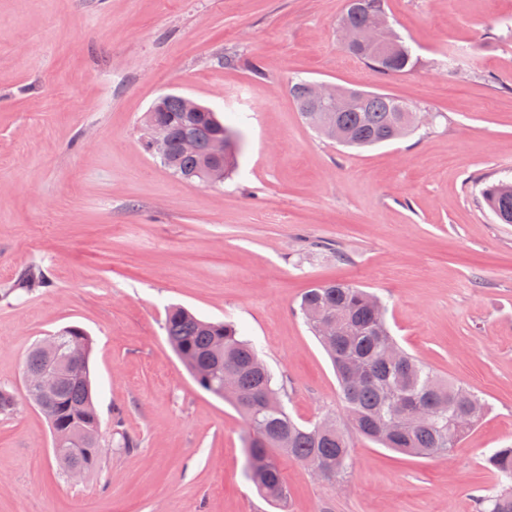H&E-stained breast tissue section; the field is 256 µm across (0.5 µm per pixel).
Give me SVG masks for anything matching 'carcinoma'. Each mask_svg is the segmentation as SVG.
Segmentation results:
<instances>
[{
	"mask_svg": "<svg viewBox=\"0 0 512 512\" xmlns=\"http://www.w3.org/2000/svg\"><path fill=\"white\" fill-rule=\"evenodd\" d=\"M345 17L352 28L369 23V14L347 6ZM395 52L381 56L365 47L344 51L373 72L394 77L411 72L415 57L411 47L394 34ZM305 81L290 88V95L304 124L320 131V112L307 111ZM358 100L342 112L331 113L340 136L336 143L367 149L406 137L415 127L401 122L399 112L405 101L387 93L357 89ZM156 119L170 137V157L164 168L181 180L207 182L210 143L218 137L227 142L224 177L238 164L239 136L216 115L189 112L182 96L171 94L163 102ZM189 137L196 149L187 153L180 147ZM481 194L492 213L504 224H512V181L485 185ZM45 286L42 270L35 266L17 276L9 293L29 294ZM300 313L308 329L318 339L336 370L345 422L336 425L332 436L317 433V423H299L288 412L284 394L275 376L235 324L202 320L183 307L168 310L163 328L167 341L186 365L194 362L229 364L237 369L236 389L222 399L231 402L248 424L245 455L248 478L265 499L285 505L288 484L282 459L315 466L330 482L340 480L350 468L351 438L357 434L394 452L428 458L447 455L457 448L488 410L487 402L472 390L440 379L426 363L412 357L397 344L386 323L385 305L375 294L349 281H331L308 289L302 296ZM332 319L337 335H320V323ZM64 343L76 341L83 347L82 365L62 372L55 394L43 399L27 393L35 406H49L51 428L71 431L75 445L55 452L62 470L79 464L88 472L97 464L102 444L98 414L93 401L90 357L91 336L80 326L57 331ZM48 362L39 345L29 351L23 373L39 372ZM366 370L368 379L349 380L351 366ZM474 407L480 415L448 431L437 416L460 415ZM492 474L493 491L477 498L478 512H512V445L495 448L484 459Z\"/></svg>",
	"mask_w": 512,
	"mask_h": 512,
	"instance_id": "carcinoma-1",
	"label": "carcinoma"
}]
</instances>
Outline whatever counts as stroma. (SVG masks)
<instances>
[{"label":"stroma","instance_id":"obj_1","mask_svg":"<svg viewBox=\"0 0 512 512\" xmlns=\"http://www.w3.org/2000/svg\"><path fill=\"white\" fill-rule=\"evenodd\" d=\"M386 5L418 58L393 78L341 50L345 0H0V388L17 398L0 415V512H476L484 453L512 443V224L481 195L512 178V0ZM297 78L435 121L349 149L302 122ZM171 92L238 131L223 184L183 182L145 151L144 115ZM34 264L47 286L4 296ZM335 280L379 296L398 343L489 412L446 456L353 440L340 491L285 462L283 508L249 481L246 423L175 354L165 310L234 321L289 412L315 422L344 410L299 303ZM73 324L93 340L106 442L77 478L22 375L33 342Z\"/></svg>","mask_w":512,"mask_h":512}]
</instances>
